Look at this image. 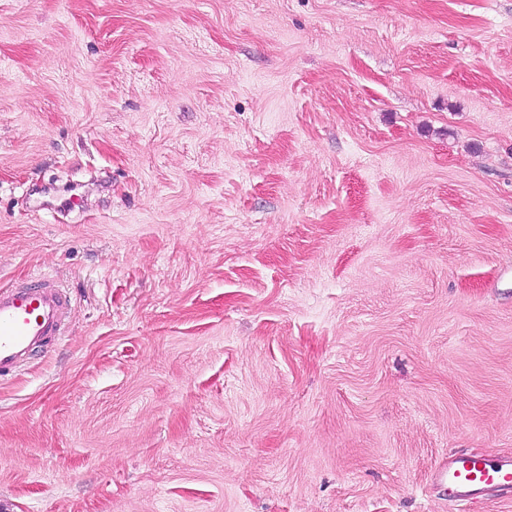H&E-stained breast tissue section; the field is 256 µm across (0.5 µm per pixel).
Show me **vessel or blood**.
Here are the masks:
<instances>
[{
    "instance_id": "1",
    "label": "vessel or blood",
    "mask_w": 512,
    "mask_h": 512,
    "mask_svg": "<svg viewBox=\"0 0 512 512\" xmlns=\"http://www.w3.org/2000/svg\"><path fill=\"white\" fill-rule=\"evenodd\" d=\"M70 301L50 283L0 287V377L48 349L60 336ZM449 500L466 504L489 487L512 488V456L495 461L469 453L449 455L442 469Z\"/></svg>"
}]
</instances>
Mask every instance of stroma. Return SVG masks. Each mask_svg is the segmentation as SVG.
Returning <instances> with one entry per match:
<instances>
[{"mask_svg":"<svg viewBox=\"0 0 512 512\" xmlns=\"http://www.w3.org/2000/svg\"><path fill=\"white\" fill-rule=\"evenodd\" d=\"M0 512H460L512 454V0H0ZM69 298L51 283L0 287V377L48 349L61 335ZM442 476L446 478L449 501L470 503L486 488H512V456L490 461L477 454H451Z\"/></svg>","mask_w":512,"mask_h":512,"instance_id":"1","label":"stroma"}]
</instances>
